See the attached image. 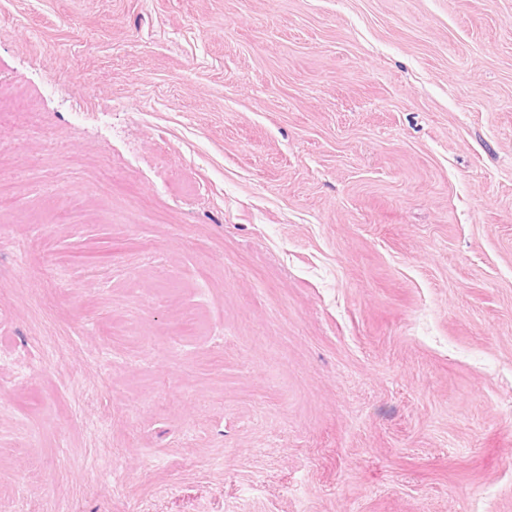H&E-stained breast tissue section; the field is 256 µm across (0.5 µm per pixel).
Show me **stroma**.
I'll return each mask as SVG.
<instances>
[{"label": "stroma", "instance_id": "35a3bbf8", "mask_svg": "<svg viewBox=\"0 0 512 512\" xmlns=\"http://www.w3.org/2000/svg\"><path fill=\"white\" fill-rule=\"evenodd\" d=\"M0 89V512H512V0H0Z\"/></svg>", "mask_w": 512, "mask_h": 512}]
</instances>
